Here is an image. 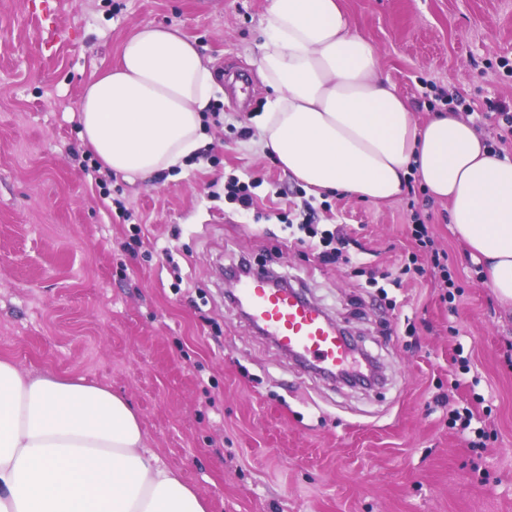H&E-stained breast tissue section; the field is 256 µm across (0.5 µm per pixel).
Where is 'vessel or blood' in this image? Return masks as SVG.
Instances as JSON below:
<instances>
[{
    "instance_id": "b4317fda",
    "label": "vessel or blood",
    "mask_w": 512,
    "mask_h": 512,
    "mask_svg": "<svg viewBox=\"0 0 512 512\" xmlns=\"http://www.w3.org/2000/svg\"><path fill=\"white\" fill-rule=\"evenodd\" d=\"M265 268L237 280L233 295L246 318L284 354L329 376L345 374L353 349L328 314L298 289L278 287Z\"/></svg>"
}]
</instances>
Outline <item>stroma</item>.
<instances>
[{
  "label": "stroma",
  "mask_w": 512,
  "mask_h": 512,
  "mask_svg": "<svg viewBox=\"0 0 512 512\" xmlns=\"http://www.w3.org/2000/svg\"><path fill=\"white\" fill-rule=\"evenodd\" d=\"M417 122L433 86L481 112L512 108V0H340ZM0 0V359L108 387L138 413L148 444L209 512H512V313L423 187L376 205L317 194L257 150L249 113L273 99L249 60L269 0H56L60 38ZM177 25L212 61L209 138L152 181L98 184L79 136L87 82L124 38ZM257 181L245 209L224 182ZM124 209H117L116 201ZM312 206L340 227L352 262L325 265L289 241L280 214ZM448 255L461 293L432 273L380 298L357 266H398L413 216ZM288 276L375 358L383 382H331L282 355L228 298L241 259ZM463 346L478 386L459 383ZM470 408V447L448 426ZM474 418V413L470 408L463 407L462 412L459 409H454L449 412L448 416V426L451 429H459L460 432H465L470 430L471 433H474L475 439H470L469 444L473 448H478L484 445L482 439L485 436L484 428H471V422ZM459 422V424H457ZM474 429V430H473Z\"/></svg>",
  "instance_id": "stroma-1"
}]
</instances>
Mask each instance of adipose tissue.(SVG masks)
Masks as SVG:
<instances>
[{
  "instance_id": "ef3b65f1",
  "label": "adipose tissue",
  "mask_w": 512,
  "mask_h": 512,
  "mask_svg": "<svg viewBox=\"0 0 512 512\" xmlns=\"http://www.w3.org/2000/svg\"><path fill=\"white\" fill-rule=\"evenodd\" d=\"M253 64L276 94L252 116L261 151L314 191L397 200L408 178L448 204L485 282L512 307V159L452 110L417 124L339 0H270ZM213 73L179 28L139 24L90 80L80 136L129 181L183 166L203 142ZM0 512H207L106 387L0 360Z\"/></svg>"
}]
</instances>
